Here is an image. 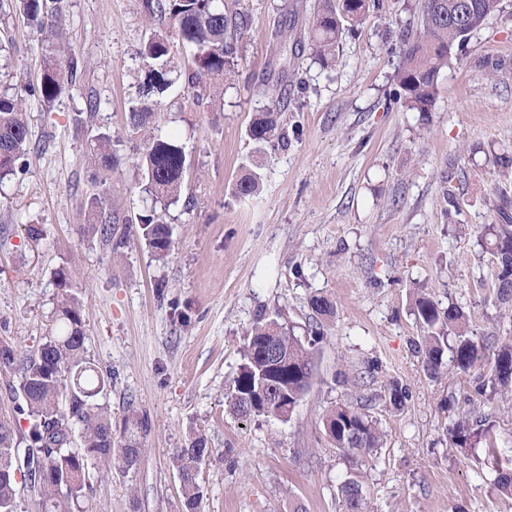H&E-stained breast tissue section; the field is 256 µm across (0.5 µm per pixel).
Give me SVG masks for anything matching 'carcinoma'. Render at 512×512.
<instances>
[{"instance_id": "1", "label": "carcinoma", "mask_w": 512, "mask_h": 512, "mask_svg": "<svg viewBox=\"0 0 512 512\" xmlns=\"http://www.w3.org/2000/svg\"><path fill=\"white\" fill-rule=\"evenodd\" d=\"M67 0H0V14L17 15L42 36L44 66L40 81L25 94L0 90V180L22 169L29 143L28 100L51 106L65 86L81 84L85 65L71 48L61 27ZM141 12L150 26L148 38L138 49V96L131 101L127 116V137L144 136L141 151L143 191L154 203L139 215L138 226L154 256L162 260L170 252L167 207L180 198L186 153L171 135L162 132L156 106L173 87L183 85L200 106L224 91V78L231 75L235 42L248 27V19L224 13L222 0H141ZM376 0H319L310 32V42L322 58L334 55L345 29L360 23ZM500 11V0H421L419 25L402 33L401 60L397 81L406 107L429 111L434 100L439 70L448 64L455 45L467 40V33L481 27ZM248 136L259 146L284 140L279 132L276 106L254 115ZM86 161L112 168L113 139L101 132L91 140ZM257 173L239 180L233 192L240 197L257 194ZM496 223L485 233L493 238L495 273L492 287L500 304L512 311V215L495 206ZM120 217L103 207L95 195L82 234L92 233L109 241L112 225ZM57 292L56 325L38 352L28 356L1 342L0 369L18 378L10 385L15 418H0V512H18V481L37 489L47 512H76L88 503L91 485L89 469L106 472L112 467L123 473L136 468L141 448L129 440L118 446L112 436V415L98 401L112 387V373L103 374L86 355L88 334L83 304L70 279L68 267L54 272ZM310 306L318 315L331 317L335 304L325 296H314ZM414 312L422 328L418 352L430 376H439L451 366L459 375L489 372L475 392L486 389L512 396V334L498 337L492 355L475 338L467 316L455 305L439 307L434 300L419 296ZM307 342L275 320L257 319L246 336L242 363L234 378L229 411L242 419L274 417L288 419L307 393L314 373V345L323 339L320 325L311 328ZM272 340L288 355L281 384L288 388V401L263 408L255 401L262 378L268 371L263 358L264 343ZM450 361H444L446 353ZM384 398L396 410L407 400L406 390L393 380ZM26 428H18L20 421ZM323 429L332 445L347 456H361L382 447L383 435L370 415L349 403L340 402L326 410ZM450 442L466 451L485 449L495 457L497 437L494 421L487 415L459 414L449 431ZM212 453L202 435H194L176 449L174 466L181 478L183 512H200L201 485L197 481L205 456ZM69 475L70 485L60 483ZM363 481L348 472L337 486L346 512H361Z\"/></svg>"}]
</instances>
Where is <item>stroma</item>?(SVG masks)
Instances as JSON below:
<instances>
[{
  "label": "stroma",
  "mask_w": 512,
  "mask_h": 512,
  "mask_svg": "<svg viewBox=\"0 0 512 512\" xmlns=\"http://www.w3.org/2000/svg\"><path fill=\"white\" fill-rule=\"evenodd\" d=\"M293 2L224 0L249 25L223 97L200 108L178 86L164 100L162 128L184 146L187 170L167 213L172 252L158 262L128 225L116 224L111 245L76 230L103 189L122 216L152 205L125 140L148 24L139 0H67L62 26L86 77L52 108L31 104L35 149L0 182V342L37 352L55 326L54 272L69 265L88 355L114 378L103 397L114 439L142 446L131 472L92 470L94 512H181L170 457L195 433L213 450L199 474L203 512H344L336 488L351 465L322 415L362 397L385 435L357 463L365 512H512L492 488L497 467L512 469V401L476 395L464 375L431 378L412 306L422 288L461 307L481 341L505 319L482 229L499 197L512 200V176L496 163L512 155V0L455 47L427 112L404 106L395 78L419 0H379L343 34L329 68L308 41L315 0ZM0 42L12 46L0 56V90L37 82L36 34L0 18ZM90 93L100 108L75 127ZM270 104L288 144L260 149L247 128ZM101 130L120 142L107 174L84 157ZM254 164L261 193L236 197ZM316 295L335 301V317L318 319ZM261 315L303 339L314 324L324 332L312 385L285 421L243 420L226 405L245 332ZM393 379L408 392L399 410L383 397ZM471 403L495 422V462L449 440Z\"/></svg>",
  "instance_id": "stroma-1"
}]
</instances>
